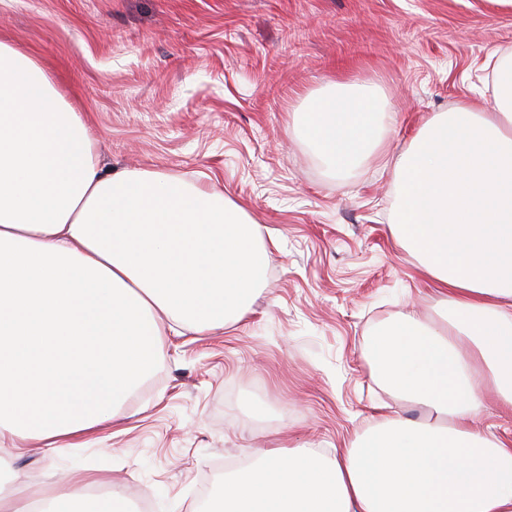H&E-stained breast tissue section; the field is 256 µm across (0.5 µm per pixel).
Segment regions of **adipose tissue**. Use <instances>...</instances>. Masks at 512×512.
I'll return each mask as SVG.
<instances>
[{
  "instance_id": "adipose-tissue-1",
  "label": "adipose tissue",
  "mask_w": 512,
  "mask_h": 512,
  "mask_svg": "<svg viewBox=\"0 0 512 512\" xmlns=\"http://www.w3.org/2000/svg\"><path fill=\"white\" fill-rule=\"evenodd\" d=\"M495 105L428 119L395 164L398 240L445 299L398 314L367 346L376 378L427 407L382 416L335 455L270 448L224 477L207 512H512V441L481 430L483 388L512 412V62ZM392 120L378 87L327 84L293 124L329 168L367 159ZM82 113L0 41V444L77 448L157 365L161 324L217 332L266 278L260 229L222 193L160 170L103 172ZM0 512H127L111 492L50 495L22 471Z\"/></svg>"
}]
</instances>
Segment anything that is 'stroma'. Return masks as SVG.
Returning <instances> with one entry per match:
<instances>
[{"instance_id":"35a3bbf8","label":"stroma","mask_w":512,"mask_h":512,"mask_svg":"<svg viewBox=\"0 0 512 512\" xmlns=\"http://www.w3.org/2000/svg\"><path fill=\"white\" fill-rule=\"evenodd\" d=\"M0 40L27 52L90 126L104 171L213 186L262 234L267 277L223 332H170L113 422L55 455L13 440L32 488L60 476L203 512L225 465L266 448L332 454L381 412L424 411L379 383L378 329L437 319L431 279L396 242L394 162L427 119L493 102L512 7L492 0H0ZM380 86L395 120L378 150L328 168L293 127L328 82Z\"/></svg>"}]
</instances>
